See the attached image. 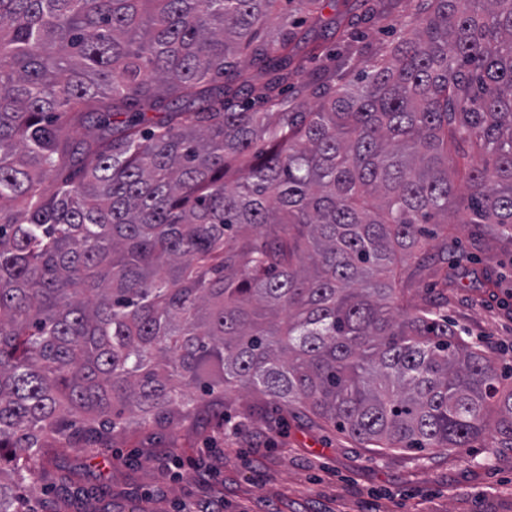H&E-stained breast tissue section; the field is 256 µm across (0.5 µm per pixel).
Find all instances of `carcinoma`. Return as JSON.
<instances>
[{
    "mask_svg": "<svg viewBox=\"0 0 512 512\" xmlns=\"http://www.w3.org/2000/svg\"><path fill=\"white\" fill-rule=\"evenodd\" d=\"M337 3L0 0V473L233 390L374 448H512V384L398 273L426 224L512 244V0H416L312 85L292 14L341 46ZM469 262L440 303L498 287Z\"/></svg>",
    "mask_w": 512,
    "mask_h": 512,
    "instance_id": "carcinoma-1",
    "label": "carcinoma"
}]
</instances>
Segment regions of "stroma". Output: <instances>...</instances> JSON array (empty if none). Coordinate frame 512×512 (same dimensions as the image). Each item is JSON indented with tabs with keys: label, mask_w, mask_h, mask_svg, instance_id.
Wrapping results in <instances>:
<instances>
[{
	"label": "stroma",
	"mask_w": 512,
	"mask_h": 512,
	"mask_svg": "<svg viewBox=\"0 0 512 512\" xmlns=\"http://www.w3.org/2000/svg\"><path fill=\"white\" fill-rule=\"evenodd\" d=\"M360 52L333 40L309 62L310 74L350 79L392 40L357 8ZM469 224L429 242L428 268L408 286L410 307L438 298L432 270L447 254L472 251ZM500 288L463 284L441 313L462 337L497 357L512 376V248L487 262ZM49 473L21 491L34 512H512V449L484 434L468 448L381 450L300 408L251 393L206 399L167 427H134L92 448H55Z\"/></svg>",
	"instance_id": "35a3bbf8"
}]
</instances>
